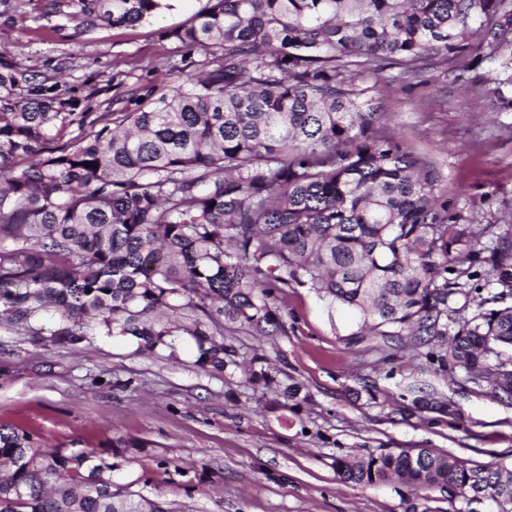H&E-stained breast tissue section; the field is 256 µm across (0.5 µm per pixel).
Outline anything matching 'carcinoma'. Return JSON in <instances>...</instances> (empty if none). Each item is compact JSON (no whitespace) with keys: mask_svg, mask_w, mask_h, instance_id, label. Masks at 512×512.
Instances as JSON below:
<instances>
[{"mask_svg":"<svg viewBox=\"0 0 512 512\" xmlns=\"http://www.w3.org/2000/svg\"><path fill=\"white\" fill-rule=\"evenodd\" d=\"M44 2L57 29L81 32L168 7ZM209 2L167 36L224 53L132 112H66L52 88L18 94L23 72L0 71V324L74 349L95 331L131 336L143 353L189 336L199 368L241 367L288 399L300 387L263 354L239 360L224 323L271 336L284 328L275 293L307 285L358 312L357 335L406 338L435 370H460L511 405L512 236L484 245L490 227L448 211L434 166L390 133L376 99L388 69L467 71L502 56L512 0ZM477 265L501 306L486 307ZM410 409L455 415L428 395ZM137 448H44L0 425V512H180L122 477ZM336 473L438 488L456 512L476 494L512 512L511 468L434 448L341 456Z\"/></svg>","mask_w":512,"mask_h":512,"instance_id":"obj_1","label":"carcinoma"}]
</instances>
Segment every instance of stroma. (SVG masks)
I'll return each mask as SVG.
<instances>
[{"label": "stroma", "mask_w": 512, "mask_h": 512, "mask_svg": "<svg viewBox=\"0 0 512 512\" xmlns=\"http://www.w3.org/2000/svg\"><path fill=\"white\" fill-rule=\"evenodd\" d=\"M207 0H172L140 24L56 31L33 0H0V67L52 88L76 112H129L137 92L164 93L210 56L166 37ZM179 66L167 73L166 62ZM482 63L461 76L422 63L389 82L380 100L396 135L441 174L451 212L466 223L512 234V111L499 110ZM284 329L256 336L225 325L239 354L268 356L281 377L302 386L297 399L249 386L241 372L193 366L194 344L174 355H137L123 336L97 335L82 351L45 347L0 329V424L48 446L107 451L115 441L142 449L129 475L137 490L183 512H455L446 493L418 494L394 483L340 482L335 460L385 448H435L480 465H512V405L443 375L416 350L379 335L356 339L359 316L329 307L297 286L279 297ZM418 382L456 402L451 419L408 410L402 394ZM169 467H159V460Z\"/></svg>", "instance_id": "1"}]
</instances>
